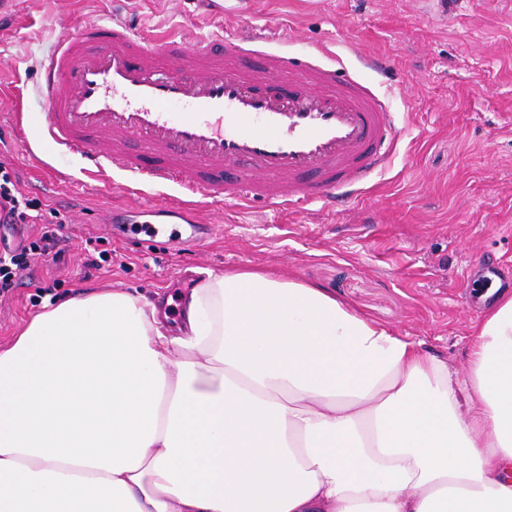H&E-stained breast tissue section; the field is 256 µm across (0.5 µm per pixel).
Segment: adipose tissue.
I'll use <instances>...</instances> for the list:
<instances>
[{
    "instance_id": "1",
    "label": "adipose tissue",
    "mask_w": 512,
    "mask_h": 512,
    "mask_svg": "<svg viewBox=\"0 0 512 512\" xmlns=\"http://www.w3.org/2000/svg\"><path fill=\"white\" fill-rule=\"evenodd\" d=\"M106 289L0 349V512H512V296L465 371L317 286Z\"/></svg>"
}]
</instances>
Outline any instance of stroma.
I'll use <instances>...</instances> for the list:
<instances>
[{"label":"stroma","mask_w":512,"mask_h":512,"mask_svg":"<svg viewBox=\"0 0 512 512\" xmlns=\"http://www.w3.org/2000/svg\"><path fill=\"white\" fill-rule=\"evenodd\" d=\"M222 2L218 12L200 0H128L126 12L146 33L192 39L218 22L273 25L288 52L326 46L337 66L387 99L402 130L391 164L336 212L316 201L288 212L227 204L199 241L175 247L140 234L121 242L104 224L107 210L163 190L102 195V179L47 140L16 143L13 108L0 103V161L26 195L60 213L67 239L59 262L24 271L0 297V347L63 295L115 288L173 297L202 269H262L323 288L463 369L472 326L488 308L471 267L489 261L499 272L493 288L512 292V0ZM111 18L108 0H0V87L19 92L31 123L44 110L37 74L54 41L66 27ZM361 53L385 57L386 70L361 69ZM90 238L112 252L110 267H86ZM49 278L58 285L41 294Z\"/></svg>","instance_id":"obj_1"}]
</instances>
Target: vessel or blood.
<instances>
[{
    "instance_id": "vessel-or-blood-1",
    "label": "vessel or blood",
    "mask_w": 512,
    "mask_h": 512,
    "mask_svg": "<svg viewBox=\"0 0 512 512\" xmlns=\"http://www.w3.org/2000/svg\"><path fill=\"white\" fill-rule=\"evenodd\" d=\"M278 41L273 26L227 27L191 44L135 33L123 19L82 25L41 65L37 134L86 175L119 171L188 193L112 209L117 235L150 215L184 219L201 238L204 203L347 206L389 166L399 130L376 90L341 74L324 48L291 55Z\"/></svg>"
}]
</instances>
